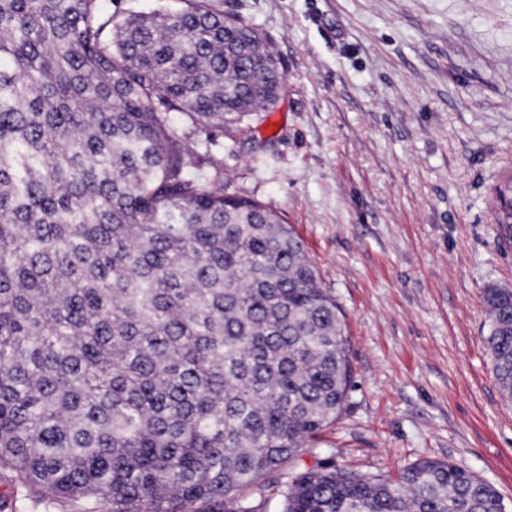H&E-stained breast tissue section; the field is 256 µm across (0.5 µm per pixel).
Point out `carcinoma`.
Masks as SVG:
<instances>
[{"label":"carcinoma","instance_id":"cac0c4a2","mask_svg":"<svg viewBox=\"0 0 512 512\" xmlns=\"http://www.w3.org/2000/svg\"><path fill=\"white\" fill-rule=\"evenodd\" d=\"M0 0V472L78 512H257L342 411L349 341L299 237L186 172L170 113L221 127L279 98L219 0ZM512 404V288L484 289ZM275 512H506L450 461L392 480L316 463ZM292 465H289L288 462L282 467L281 471L277 478H279V484H273V486H269L265 489H257L255 487L244 490L241 493V496L250 499L253 504L257 505L264 498H272V504L278 500L280 497L277 495L278 490L282 487L284 482L288 480V473L292 470Z\"/></svg>","mask_w":512,"mask_h":512}]
</instances>
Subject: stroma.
<instances>
[{
	"label": "stroma",
	"mask_w": 512,
	"mask_h": 512,
	"mask_svg": "<svg viewBox=\"0 0 512 512\" xmlns=\"http://www.w3.org/2000/svg\"><path fill=\"white\" fill-rule=\"evenodd\" d=\"M279 58L275 107L202 131L195 173L276 210L344 315L353 386L300 466L449 460L512 512V405L483 291L512 288V0H223Z\"/></svg>",
	"instance_id": "obj_1"
}]
</instances>
